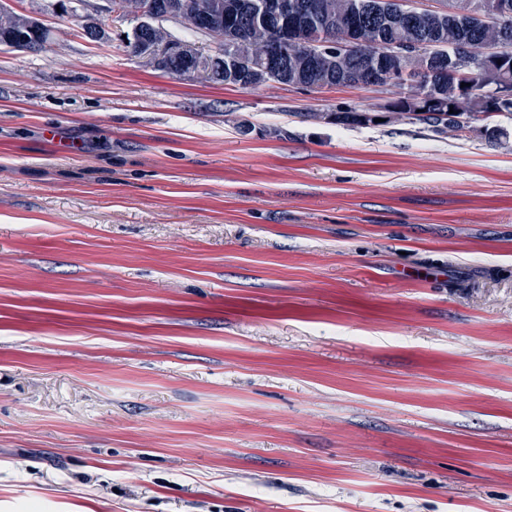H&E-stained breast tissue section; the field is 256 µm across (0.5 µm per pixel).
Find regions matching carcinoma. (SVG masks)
I'll return each mask as SVG.
<instances>
[{"instance_id": "1", "label": "carcinoma", "mask_w": 512, "mask_h": 512, "mask_svg": "<svg viewBox=\"0 0 512 512\" xmlns=\"http://www.w3.org/2000/svg\"><path fill=\"white\" fill-rule=\"evenodd\" d=\"M306 9L313 5L319 16L317 37L340 36L349 27L352 13L362 8L364 19L362 50L372 52L381 42L398 41L410 46L425 41L441 50L454 45L466 48L474 58L483 55L488 46H495L501 54L500 66L475 78L469 91L460 90L467 80L462 67L454 66L446 57H435L422 50L409 59H389L385 62L384 76L374 85L398 89L393 102L425 98L431 102L430 110L418 122L436 134L471 132L485 141L501 145L512 138V0H446L444 9L428 11L426 15L405 20L399 13V0H298ZM271 33L263 25L251 22L244 42L236 48L241 70L253 72L254 81L260 86L268 84L259 71ZM195 69L192 78L202 83L237 85L228 78H221L211 70L207 56L194 62L172 57L167 73L179 75L189 68ZM362 71V59L349 57L340 68L331 69L322 64L305 65L302 55L288 54L281 83L306 89L324 87H352V77ZM470 117V124L463 127L455 122L449 110ZM362 110L346 112H307L308 120L349 127L362 126Z\"/></svg>"}]
</instances>
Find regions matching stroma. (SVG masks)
Wrapping results in <instances>:
<instances>
[{
  "instance_id": "1",
  "label": "stroma",
  "mask_w": 512,
  "mask_h": 512,
  "mask_svg": "<svg viewBox=\"0 0 512 512\" xmlns=\"http://www.w3.org/2000/svg\"><path fill=\"white\" fill-rule=\"evenodd\" d=\"M54 2L0 47V512H512V143ZM87 0H58L57 8H60V14H68L72 17H76L78 20L82 21L81 24V32L84 34H89V36L94 38V41H91L93 44L104 43L109 40L108 33L106 29L102 26L100 22L94 17L92 12H88V7L90 4L87 3ZM82 10L85 12L81 14ZM388 108H390V103L386 104V106H384L381 109H372L369 111H366L369 108H366V109L353 108L354 110L349 109L350 111H346V112H330V113L314 112V113H311L310 118H311V120H316V121L324 120L327 123H333L336 125H343V126H349V127H363L364 124H362V121H361V115L363 113L384 112ZM362 111H365V112H362Z\"/></svg>"
}]
</instances>
